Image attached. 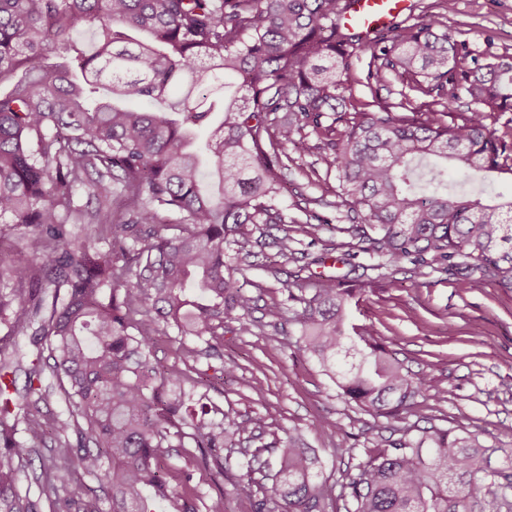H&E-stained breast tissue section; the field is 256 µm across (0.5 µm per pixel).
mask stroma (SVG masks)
Segmentation results:
<instances>
[{"instance_id":"1","label":"stroma","mask_w":512,"mask_h":512,"mask_svg":"<svg viewBox=\"0 0 512 512\" xmlns=\"http://www.w3.org/2000/svg\"><path fill=\"white\" fill-rule=\"evenodd\" d=\"M414 18L434 29L461 31L475 50L512 55V0H414ZM367 49L357 50L351 93L355 104L378 102L392 112L424 98L406 80L388 74L367 84ZM321 152L289 165L282 198L289 223L273 227V242L250 257L244 311L249 333L224 324L219 354L195 359L179 354L177 333L159 337L155 355L179 370L195 368L222 409L248 422L263 441L301 438L322 460L321 477L340 485L369 450L403 428L450 429L475 436L489 448H512V289L490 282L460 284L440 267L404 263L386 273L383 260L347 232L344 208L321 205L326 195ZM308 211H299L302 200ZM287 240L280 251L278 240ZM341 280L355 289L348 325L370 326L377 340L409 371L428 383L403 419L390 420L344 402L319 366L299 351L285 290L296 280Z\"/></svg>"}]
</instances>
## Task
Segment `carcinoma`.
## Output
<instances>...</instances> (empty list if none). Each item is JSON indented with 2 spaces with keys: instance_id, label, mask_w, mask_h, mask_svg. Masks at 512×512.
<instances>
[{
  "instance_id": "1",
  "label": "carcinoma",
  "mask_w": 512,
  "mask_h": 512,
  "mask_svg": "<svg viewBox=\"0 0 512 512\" xmlns=\"http://www.w3.org/2000/svg\"><path fill=\"white\" fill-rule=\"evenodd\" d=\"M350 0H0V223L41 252L38 264H0V333L36 349L23 391L0 386V512H224L208 506L193 472L172 484L175 449L222 489L261 496L252 512H325L332 488L313 450L259 439L155 359L156 337L177 330L216 354L224 321L249 308L246 269L227 258L261 246L258 224L279 208L291 145L309 132L330 150L326 174L347 231L398 267L438 264L457 281L512 286V200L448 189L512 176V57L472 50L456 32L417 22L369 37L339 24ZM92 30L95 48L77 46ZM371 52L366 81L410 77L432 97L411 117L349 111L352 58ZM176 86L186 94L171 101ZM466 100L448 123L434 106ZM97 207L77 204L79 192ZM83 229L77 233L74 225ZM353 289L332 279L296 285L299 350L337 395L398 419L427 383L365 327L346 331ZM57 396L67 415L43 414ZM34 483L19 474L46 447ZM276 454L275 463L261 459ZM498 453L504 460L491 466ZM247 458L237 476L230 461ZM81 475L99 478L84 498ZM346 512H512V448H485L448 429L406 430L343 477Z\"/></svg>"
}]
</instances>
